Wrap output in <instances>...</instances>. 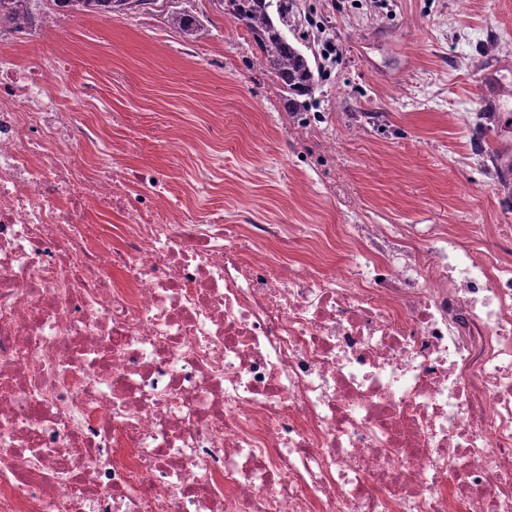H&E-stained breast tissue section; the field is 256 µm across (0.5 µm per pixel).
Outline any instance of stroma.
Wrapping results in <instances>:
<instances>
[{"mask_svg":"<svg viewBox=\"0 0 512 512\" xmlns=\"http://www.w3.org/2000/svg\"><path fill=\"white\" fill-rule=\"evenodd\" d=\"M294 36L321 73L312 129L294 127L245 28L217 0L151 13L47 17L36 50L101 120V166L152 169L192 213L301 224L293 256H345V224L512 225V96L482 101L483 68L512 47V0H297ZM188 10L205 28L168 24ZM341 49L336 64L325 42ZM170 26L188 40H197L205 34V26L201 20L189 13L171 16Z\"/></svg>","mask_w":512,"mask_h":512,"instance_id":"35a3bbf8","label":"stroma"}]
</instances>
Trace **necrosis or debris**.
<instances>
[{"label": "necrosis or debris", "mask_w": 512, "mask_h": 512, "mask_svg": "<svg viewBox=\"0 0 512 512\" xmlns=\"http://www.w3.org/2000/svg\"><path fill=\"white\" fill-rule=\"evenodd\" d=\"M0 21V512H512V251L278 224L107 172Z\"/></svg>", "instance_id": "necrosis-or-debris-1"}]
</instances>
